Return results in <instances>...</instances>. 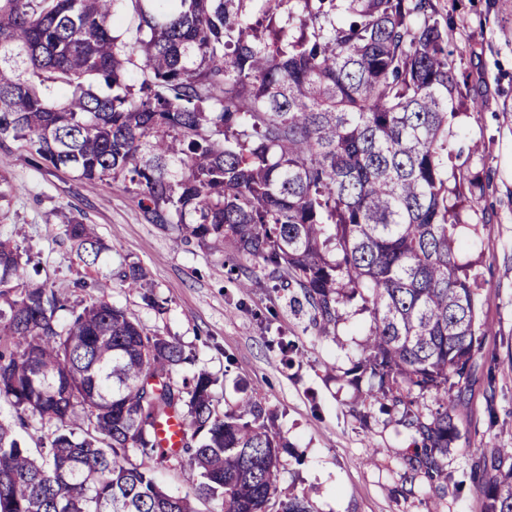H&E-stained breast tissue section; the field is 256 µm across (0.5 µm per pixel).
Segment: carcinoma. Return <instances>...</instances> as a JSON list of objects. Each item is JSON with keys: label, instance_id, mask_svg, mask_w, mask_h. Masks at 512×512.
I'll return each mask as SVG.
<instances>
[{"label": "carcinoma", "instance_id": "carcinoma-1", "mask_svg": "<svg viewBox=\"0 0 512 512\" xmlns=\"http://www.w3.org/2000/svg\"><path fill=\"white\" fill-rule=\"evenodd\" d=\"M436 14L433 0H0V140L263 263L319 336L364 297L363 357L343 377L414 433L404 464L431 484L448 480L486 338L459 261L461 91ZM65 235L86 267L108 250L80 216ZM30 263L0 239V402L15 412L0 419V512H314L279 493L288 443L256 396L220 405L209 371L176 376L192 353L103 299L30 283ZM119 276L148 284L137 263ZM31 416L53 427L37 458L16 437ZM172 419L176 452L160 437ZM172 460L199 470L193 491L158 484ZM471 479L482 512H512V448Z\"/></svg>", "mask_w": 512, "mask_h": 512}]
</instances>
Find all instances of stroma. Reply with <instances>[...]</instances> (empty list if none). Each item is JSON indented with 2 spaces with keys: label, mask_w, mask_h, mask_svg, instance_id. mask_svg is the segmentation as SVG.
Wrapping results in <instances>:
<instances>
[{
  "label": "stroma",
  "mask_w": 512,
  "mask_h": 512,
  "mask_svg": "<svg viewBox=\"0 0 512 512\" xmlns=\"http://www.w3.org/2000/svg\"><path fill=\"white\" fill-rule=\"evenodd\" d=\"M438 19L456 48L463 93L448 162L471 188L462 218V259L478 274L488 302L487 337L476 355L477 381L458 412L460 437L448 450L451 478L436 497L422 478L409 479L402 458L410 432L386 424L378 408L363 410L338 374L362 355L361 329L370 323L361 300L343 309L330 338L318 336L308 315L290 302L260 263L245 284L230 280L231 251L147 221L122 184L106 186L68 168L36 166L20 142L0 140V177L16 188L0 236L39 263L35 284L71 287L79 279L107 281L73 295L104 298L152 334L191 350L195 365L218 380L217 399L233 401L239 387L257 393L288 443L278 487L305 495L316 512H481L466 484L475 460L512 448V0H435ZM82 214L108 244L97 267L78 261L64 232L66 216ZM143 265L164 314L141 292L123 288L122 263ZM298 352L285 361L279 340Z\"/></svg>",
  "instance_id": "1"
}]
</instances>
